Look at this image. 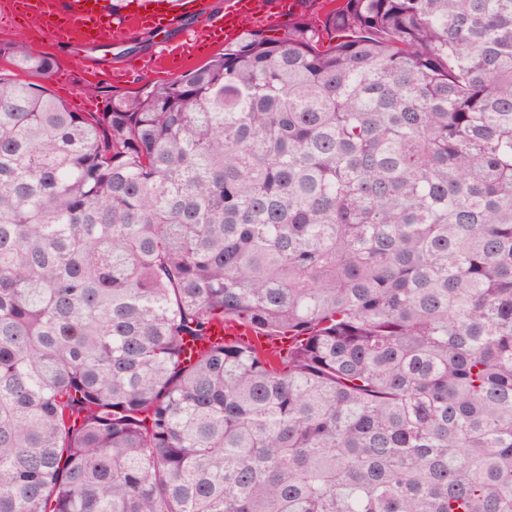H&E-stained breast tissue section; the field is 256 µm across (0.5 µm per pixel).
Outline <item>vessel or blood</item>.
Returning <instances> with one entry per match:
<instances>
[{
	"mask_svg": "<svg viewBox=\"0 0 512 512\" xmlns=\"http://www.w3.org/2000/svg\"><path fill=\"white\" fill-rule=\"evenodd\" d=\"M25 13L41 20L47 35L59 43L82 52L97 45L101 37L113 42H123L135 29H149L166 34L177 15H197L195 0H148L142 13L120 20L112 17L104 0H18ZM261 18L268 26L278 21L269 0H228L224 14L199 17L181 38L183 50H190L211 37L215 31H223L226 39L237 36L244 19ZM212 340L239 339L255 345L264 344L252 328L240 325L227 326L215 323Z\"/></svg>",
	"mask_w": 512,
	"mask_h": 512,
	"instance_id": "b4317fda",
	"label": "vessel or blood"
}]
</instances>
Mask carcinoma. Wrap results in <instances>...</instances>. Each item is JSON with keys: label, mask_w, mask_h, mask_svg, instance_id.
<instances>
[{"label": "carcinoma", "mask_w": 512, "mask_h": 512, "mask_svg": "<svg viewBox=\"0 0 512 512\" xmlns=\"http://www.w3.org/2000/svg\"><path fill=\"white\" fill-rule=\"evenodd\" d=\"M217 320L294 342L183 361ZM0 512H512V0H336L107 112L0 73Z\"/></svg>", "instance_id": "obj_1"}]
</instances>
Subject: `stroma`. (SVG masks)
<instances>
[{
  "label": "stroma",
  "mask_w": 512,
  "mask_h": 512,
  "mask_svg": "<svg viewBox=\"0 0 512 512\" xmlns=\"http://www.w3.org/2000/svg\"><path fill=\"white\" fill-rule=\"evenodd\" d=\"M188 23V18L183 17L166 36L141 31L122 45H107L77 55L69 46L55 43L37 26H16L5 21L0 23V44L20 42L32 51L52 55L56 67L45 81L52 95L74 112H104L111 107L113 98L133 94L148 83L173 80L189 69L206 65L223 52L225 43L220 40L193 53L175 56L161 68L146 70L145 59L156 56L162 42L177 43ZM143 41L148 44L147 50H137V43ZM72 86L83 90L86 100L74 99L68 92Z\"/></svg>",
  "instance_id": "1"
}]
</instances>
